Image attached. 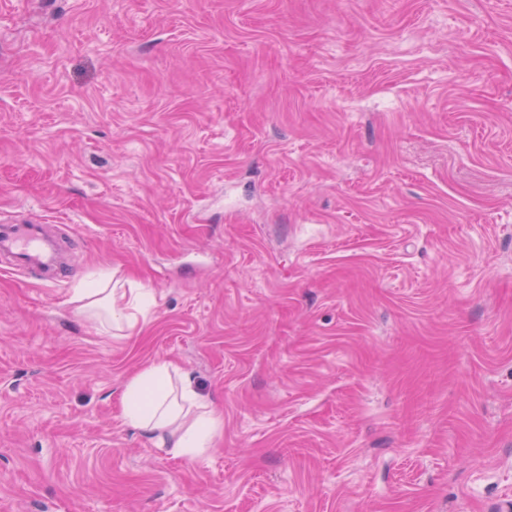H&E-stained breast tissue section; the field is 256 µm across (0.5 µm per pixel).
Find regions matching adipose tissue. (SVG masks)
<instances>
[{
    "mask_svg": "<svg viewBox=\"0 0 512 512\" xmlns=\"http://www.w3.org/2000/svg\"><path fill=\"white\" fill-rule=\"evenodd\" d=\"M78 313L103 334L113 329L135 330L138 318L157 304L155 295L141 288H118L112 271L99 270L75 288ZM179 388H172V380ZM124 417L158 447L195 459L210 448L223 428L222 417L199 397L187 375L166 363L146 368L125 386Z\"/></svg>",
    "mask_w": 512,
    "mask_h": 512,
    "instance_id": "obj_1",
    "label": "adipose tissue"
}]
</instances>
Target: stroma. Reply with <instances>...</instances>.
Instances as JSON below:
<instances>
[{"label": "stroma", "mask_w": 512, "mask_h": 512, "mask_svg": "<svg viewBox=\"0 0 512 512\" xmlns=\"http://www.w3.org/2000/svg\"><path fill=\"white\" fill-rule=\"evenodd\" d=\"M3 214L78 271L0 273V512L512 502V0H0ZM163 362L193 460L123 416ZM112 270H99L83 279L74 289L71 301L78 313L106 336L112 329L133 331L137 314L145 316L157 305L156 296L143 288H117ZM120 291V292H119ZM173 374L180 382L175 395L171 388ZM123 406L130 426L159 448H172L173 454L189 460L210 448L224 427L222 417L199 397L192 380L180 375L171 364L151 365L131 379L124 389ZM173 426L171 438L166 439L165 433Z\"/></svg>", "instance_id": "1"}]
</instances>
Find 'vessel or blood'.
<instances>
[{
	"label": "vessel or blood",
	"mask_w": 512,
	"mask_h": 512,
	"mask_svg": "<svg viewBox=\"0 0 512 512\" xmlns=\"http://www.w3.org/2000/svg\"><path fill=\"white\" fill-rule=\"evenodd\" d=\"M40 271L43 282L55 283L74 274L76 265L67 259L58 241L44 224L34 221L0 223V271L24 275Z\"/></svg>",
	"instance_id": "vessel-or-blood-1"
}]
</instances>
